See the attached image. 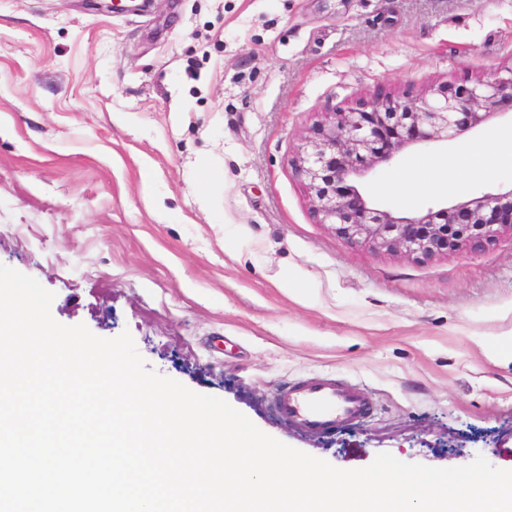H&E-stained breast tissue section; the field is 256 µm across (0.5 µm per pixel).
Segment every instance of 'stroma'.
<instances>
[{"label":"stroma","instance_id":"1","mask_svg":"<svg viewBox=\"0 0 512 512\" xmlns=\"http://www.w3.org/2000/svg\"><path fill=\"white\" fill-rule=\"evenodd\" d=\"M512 69V0H0V264L53 318L130 332L148 369L342 469L383 452L512 470V237L420 261L319 223L294 160L324 112ZM512 130V111L409 161ZM512 188V172L415 207ZM294 275L282 287L284 275ZM363 386L371 414L310 432L281 387Z\"/></svg>","mask_w":512,"mask_h":512}]
</instances>
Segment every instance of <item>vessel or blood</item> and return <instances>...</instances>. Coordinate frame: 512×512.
Returning <instances> with one entry per match:
<instances>
[{"mask_svg":"<svg viewBox=\"0 0 512 512\" xmlns=\"http://www.w3.org/2000/svg\"><path fill=\"white\" fill-rule=\"evenodd\" d=\"M272 405L284 419L314 431L365 418L370 412V403L362 388L330 375L278 390Z\"/></svg>","mask_w":512,"mask_h":512,"instance_id":"b4317fda","label":"vessel or blood"}]
</instances>
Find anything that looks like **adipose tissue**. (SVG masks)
<instances>
[{
	"label": "adipose tissue",
	"instance_id": "adipose-tissue-1",
	"mask_svg": "<svg viewBox=\"0 0 512 512\" xmlns=\"http://www.w3.org/2000/svg\"><path fill=\"white\" fill-rule=\"evenodd\" d=\"M487 149L467 154H451L441 161L428 179H420L416 166H408L381 187L403 206H411L426 190H459L512 168V133L489 132Z\"/></svg>",
	"mask_w": 512,
	"mask_h": 512
}]
</instances>
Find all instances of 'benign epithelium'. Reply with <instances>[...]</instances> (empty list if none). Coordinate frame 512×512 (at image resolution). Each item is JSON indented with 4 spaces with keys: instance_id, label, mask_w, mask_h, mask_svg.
Segmentation results:
<instances>
[{
    "instance_id": "benign-epithelium-1",
    "label": "benign epithelium",
    "mask_w": 512,
    "mask_h": 512,
    "mask_svg": "<svg viewBox=\"0 0 512 512\" xmlns=\"http://www.w3.org/2000/svg\"><path fill=\"white\" fill-rule=\"evenodd\" d=\"M512 107V72L472 85L448 82L426 96L379 95L346 112H324L305 137L296 167L320 223L375 251L429 260L476 251L512 235V188L436 211L381 210L363 179L402 151L446 142Z\"/></svg>"
}]
</instances>
